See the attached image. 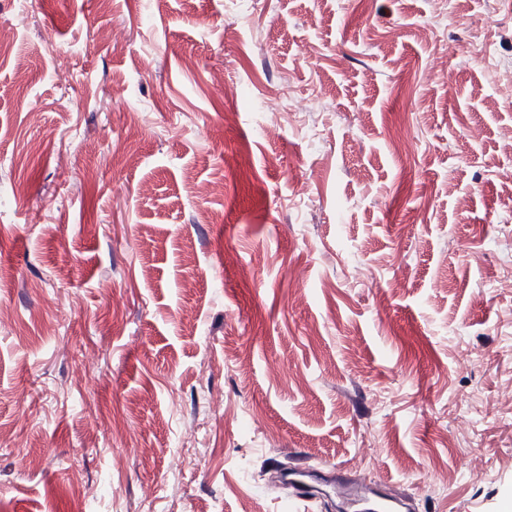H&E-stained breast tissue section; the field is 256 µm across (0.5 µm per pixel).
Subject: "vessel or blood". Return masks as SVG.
Here are the masks:
<instances>
[{
    "instance_id": "b4317fda",
    "label": "vessel or blood",
    "mask_w": 512,
    "mask_h": 512,
    "mask_svg": "<svg viewBox=\"0 0 512 512\" xmlns=\"http://www.w3.org/2000/svg\"><path fill=\"white\" fill-rule=\"evenodd\" d=\"M288 486L293 489L297 501L316 499L322 489H340L354 512H403L402 500L389 497L374 488L348 484L343 476L337 475L335 467L320 469L304 465L289 469Z\"/></svg>"
}]
</instances>
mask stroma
Here are the masks:
<instances>
[{
    "mask_svg": "<svg viewBox=\"0 0 512 512\" xmlns=\"http://www.w3.org/2000/svg\"><path fill=\"white\" fill-rule=\"evenodd\" d=\"M0 31V512H282L274 461L512 512V0Z\"/></svg>",
    "mask_w": 512,
    "mask_h": 512,
    "instance_id": "stroma-1",
    "label": "stroma"
}]
</instances>
